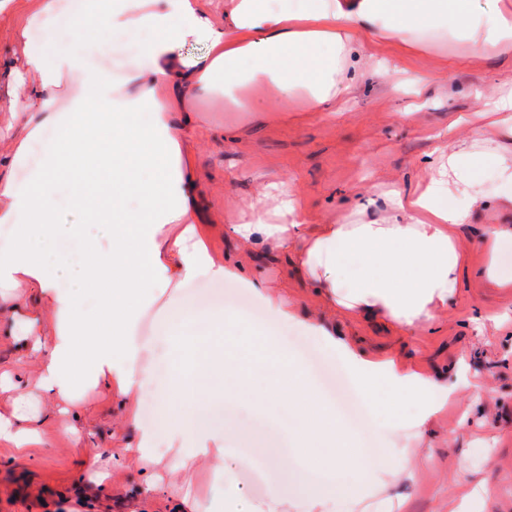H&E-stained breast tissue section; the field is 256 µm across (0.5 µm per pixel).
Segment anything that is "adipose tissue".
Segmentation results:
<instances>
[{
	"mask_svg": "<svg viewBox=\"0 0 512 512\" xmlns=\"http://www.w3.org/2000/svg\"><path fill=\"white\" fill-rule=\"evenodd\" d=\"M16 14L22 60L0 53V87L23 81L13 134L0 146V289H33L15 304L13 334L41 368V393L70 406L87 385L156 402L165 438L142 425L126 456L150 467L162 457L223 460L224 430L205 426L212 400L231 395L285 411L313 472L350 465L356 448L336 453L334 410L317 397L310 374L296 368L273 340L251 330L244 354L224 353L211 365L197 350L191 371L157 383L134 325L151 284L172 278L234 276L216 263L199 225L200 177L193 164L197 103L220 101L228 112L263 114L299 103L332 112L365 76L391 92H427L438 74H415L404 57L435 39L453 41L459 57L491 45L512 47V0H224L216 18L208 0H0ZM205 45L188 56L189 43ZM391 53H384V46ZM484 109L502 141L484 146L471 127L461 146L430 158L423 186L389 185L391 214L363 223L347 214L309 223L298 192L259 182L250 214L229 230L247 250L262 245L289 256L307 287L348 315L379 319L404 335L433 325L453 296L464 257L460 231L487 204L512 213V91L486 96ZM493 172L488 184L485 172ZM87 224L112 242L74 247ZM488 257L483 276L512 286L499 268L512 243L511 224L482 229ZM57 319L40 339L44 310ZM348 367L378 410L387 439L407 425L425 431L454 396L455 386L416 373L395 358L344 349ZM418 402L413 418L383 414L385 403ZM18 388L0 374V439L23 448L34 441Z\"/></svg>",
	"mask_w": 512,
	"mask_h": 512,
	"instance_id": "1",
	"label": "adipose tissue"
}]
</instances>
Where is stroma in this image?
Here are the masks:
<instances>
[{"label": "stroma", "instance_id": "1", "mask_svg": "<svg viewBox=\"0 0 512 512\" xmlns=\"http://www.w3.org/2000/svg\"><path fill=\"white\" fill-rule=\"evenodd\" d=\"M432 51L448 60L452 93L437 88L423 96L392 95L369 81L337 112H292L272 120L202 104L194 155L205 193L204 230L215 259L230 258L245 276H195L161 286L139 320V336L166 345L172 372L192 347L203 343L200 334L182 335L175 325L186 312L203 319L214 306L225 305L238 324L277 337L309 370L372 476L384 469L394 449L405 448L414 457L411 475L383 489L372 477L365 480L340 499V512H448L449 497L462 485L479 490L468 512H512V288L489 287L479 274L485 256L478 232L481 226L502 223L503 217L487 210L464 231L466 262L454 298L433 329L411 336L335 314L292 268L258 266L249 252L225 240L224 227L249 212L261 174L277 184H295L312 223L333 222L355 208L361 220L381 222L390 211L378 195L380 187L394 181L416 186L426 156L435 149L455 145L476 125L483 126L487 146L497 145L498 129L486 125L481 114L482 95L512 84V51L503 56L490 47L461 64L453 44H437ZM228 127L235 128L234 137H225ZM258 271L278 285L299 318L323 316L350 345L373 356L402 359L416 371L441 373L456 386V395L435 415L423 442H416L410 428L390 441L352 419L336 381L353 380V372L307 332L281 320L249 288L247 277ZM0 369L12 373L20 394L35 391L40 367L19 359L15 339L5 330L0 331ZM39 403L38 443L19 450L0 442V512H180L184 497L208 496L215 478L209 466L192 463L174 474L159 463L153 471L160 487L147 494L141 466L120 456L121 448L138 441L137 431L123 423L127 409L136 407L141 423H148L150 400L132 405L98 387L86 390L82 405L66 413L47 396H40ZM213 409L223 415L229 476L255 512L266 508L272 487L299 502L318 483L317 475L294 461L296 440L278 427L272 413L221 400ZM74 426L84 428L86 444L100 451L98 459L76 453L70 433ZM274 459L281 460V467H271Z\"/></svg>", "mask_w": 512, "mask_h": 512}]
</instances>
